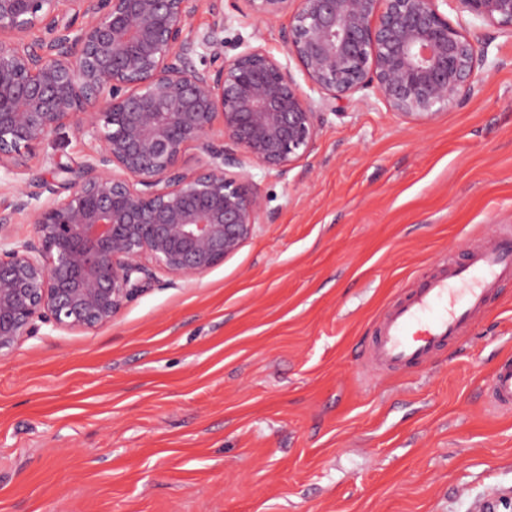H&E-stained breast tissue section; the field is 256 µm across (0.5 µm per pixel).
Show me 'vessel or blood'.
<instances>
[{
  "instance_id": "b4317fda",
  "label": "vessel or blood",
  "mask_w": 512,
  "mask_h": 512,
  "mask_svg": "<svg viewBox=\"0 0 512 512\" xmlns=\"http://www.w3.org/2000/svg\"><path fill=\"white\" fill-rule=\"evenodd\" d=\"M506 281H512V227L507 225L488 247L469 251L464 262L434 274L391 306L367 350L368 367L376 371L422 362L478 324L490 294ZM485 398L496 409L512 410L511 354L496 364Z\"/></svg>"
}]
</instances>
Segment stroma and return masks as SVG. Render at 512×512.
Segmentation results:
<instances>
[{
	"instance_id": "1",
	"label": "stroma",
	"mask_w": 512,
	"mask_h": 512,
	"mask_svg": "<svg viewBox=\"0 0 512 512\" xmlns=\"http://www.w3.org/2000/svg\"><path fill=\"white\" fill-rule=\"evenodd\" d=\"M224 11L301 78L279 24ZM470 28L471 100L420 124L356 93L287 178L252 168L273 218L224 263L0 357V512H474L512 488V411L484 396L512 282L422 365H361L391 303L512 225V34ZM95 149L51 135L0 170V208Z\"/></svg>"
}]
</instances>
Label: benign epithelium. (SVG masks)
Returning a JSON list of instances; mask_svg holds the SVG:
<instances>
[{
    "label": "benign epithelium",
    "mask_w": 512,
    "mask_h": 512,
    "mask_svg": "<svg viewBox=\"0 0 512 512\" xmlns=\"http://www.w3.org/2000/svg\"><path fill=\"white\" fill-rule=\"evenodd\" d=\"M244 2L262 20L288 16L281 39L319 100L260 46L226 57L224 0H0V169L71 124L98 144L0 209V357L37 321L112 323L154 278L147 257L185 279L234 255L266 214L251 168L287 176L336 101L371 89L423 122L471 99L486 47L439 4L512 32V0ZM21 213L34 235L17 242ZM484 508L512 512V489Z\"/></svg>",
    "instance_id": "1"
}]
</instances>
